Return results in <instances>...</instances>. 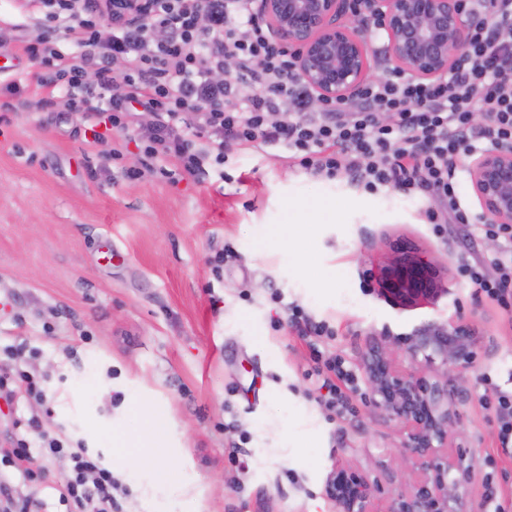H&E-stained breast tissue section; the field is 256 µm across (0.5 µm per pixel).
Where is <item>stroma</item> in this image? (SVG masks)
I'll return each mask as SVG.
<instances>
[{
	"mask_svg": "<svg viewBox=\"0 0 512 512\" xmlns=\"http://www.w3.org/2000/svg\"><path fill=\"white\" fill-rule=\"evenodd\" d=\"M154 121L138 113L95 144L60 105L0 114V348L23 345L18 365L46 379L44 402L0 401V448L16 418L38 416L100 456L124 512H340L325 482L345 460L394 498L413 461L397 453L400 423L368 402L362 356L381 338L461 322L479 343L461 372L464 437L448 442L477 460L459 495L465 512H484L483 477L504 471L512 500V456L480 381L512 369V315L458 271L492 255L487 240L460 224L435 235L428 195L369 193L277 150L232 145L206 175H163L144 151ZM281 224L294 231L285 242ZM399 247L437 268V297L403 306L385 291L380 272ZM291 305L334 329L325 351L358 381L350 413L318 405ZM156 424L159 460L143 448L136 465L114 448V435ZM158 464L179 490L154 478Z\"/></svg>",
	"mask_w": 512,
	"mask_h": 512,
	"instance_id": "stroma-1",
	"label": "stroma"
}]
</instances>
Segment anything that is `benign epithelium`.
<instances>
[{
    "instance_id": "benign-epithelium-1",
    "label": "benign epithelium",
    "mask_w": 512,
    "mask_h": 512,
    "mask_svg": "<svg viewBox=\"0 0 512 512\" xmlns=\"http://www.w3.org/2000/svg\"><path fill=\"white\" fill-rule=\"evenodd\" d=\"M257 13L272 40L289 52L296 74L318 104L345 102L366 83L382 78L385 56L413 80H433L448 73L467 44L470 24L479 16L462 11L458 0H364L363 11L350 0H256ZM148 0H112L116 20L140 21ZM378 24L383 45L376 48L362 29ZM469 177L487 224L512 226V147L493 146L468 166ZM386 288L403 303L428 298L440 290L433 265L401 252L383 271ZM406 352L423 355L424 364L408 375L396 373L393 353L376 344L364 355L365 382L373 408L404 428L401 453L417 461L420 477L412 490L383 504L380 488L358 469L338 462L325 483L341 512H460L454 472L472 468L464 449L450 457L443 451L456 434L457 419L448 386L435 372L460 370L475 359L476 338L462 324L428 327L408 338Z\"/></svg>"
}]
</instances>
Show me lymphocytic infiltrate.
I'll return each instance as SVG.
<instances>
[{
  "label": "lymphocytic infiltrate",
  "instance_id": "f902f5d3",
  "mask_svg": "<svg viewBox=\"0 0 512 512\" xmlns=\"http://www.w3.org/2000/svg\"><path fill=\"white\" fill-rule=\"evenodd\" d=\"M253 0H152L139 24L112 19V0H14L18 12L38 19L34 35L20 45L35 71L28 78L0 79V109L31 112L53 105L98 122L112 115L128 127L135 108L155 113L146 152L165 164L205 171L223 164L224 145L283 149L313 174L328 178L345 172L370 191L394 186L429 193L436 201L427 217L434 234L447 223L471 224L454 186L458 160L471 151L473 137L490 145L512 146V0H485L486 14L471 28L466 48L445 76L413 80L389 68L365 84L356 99L312 108L311 90L297 78L293 62L269 37L252 11ZM112 34L103 37V22ZM235 72L224 75L227 62ZM94 73L98 88L84 77ZM487 117L475 127L473 113ZM195 131L186 139L183 128ZM475 234L498 240L487 259H466L459 270L478 293L512 311V227L471 224ZM292 320L309 339L311 373L321 383V402L348 410L342 384L354 377L337 357L320 348L332 330L300 308ZM492 392L485 407L495 418L502 450L512 449V374L505 383L483 374ZM24 395L40 401L44 391L29 372L0 365V399ZM25 426L30 437L13 440L0 455V505L7 512H39L22 495L19 482L43 480L34 448L67 456L70 472L55 486L64 512H121L118 482L111 470L83 445H64L37 418Z\"/></svg>",
  "mask_w": 512,
  "mask_h": 512
}]
</instances>
